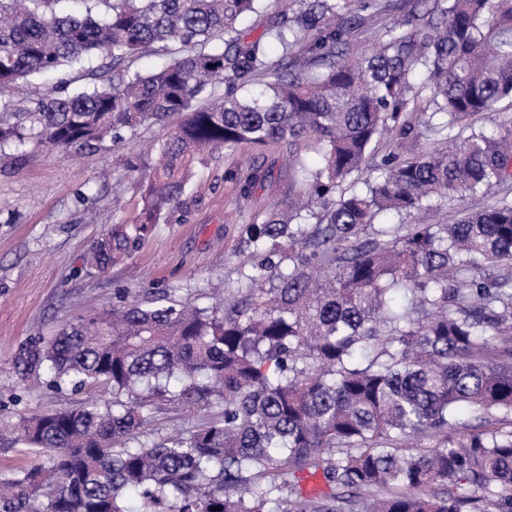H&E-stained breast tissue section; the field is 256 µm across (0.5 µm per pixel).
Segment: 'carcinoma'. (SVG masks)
Segmentation results:
<instances>
[{
    "label": "carcinoma",
    "mask_w": 512,
    "mask_h": 512,
    "mask_svg": "<svg viewBox=\"0 0 512 512\" xmlns=\"http://www.w3.org/2000/svg\"><path fill=\"white\" fill-rule=\"evenodd\" d=\"M63 2L0 0V153L130 143L114 166L141 211L88 266L174 213L206 151L278 147L288 205L250 219L247 272L219 303L141 289L28 342L24 378L112 401L1 423V447L46 462L0 477V512H129L131 496L141 512H512V201L379 223L512 179V126L454 134L512 99V0H278L268 16L265 0ZM394 11L351 54L349 35ZM249 15L263 35L237 26ZM161 48L159 67L132 69ZM171 122L137 148L141 127ZM420 127L438 147L408 156ZM229 177L250 196L282 172ZM164 402L221 411L156 435ZM318 474L328 491L309 498Z\"/></svg>",
    "instance_id": "cac0c4a2"
}]
</instances>
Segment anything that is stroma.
<instances>
[{
  "label": "stroma",
  "mask_w": 512,
  "mask_h": 512,
  "mask_svg": "<svg viewBox=\"0 0 512 512\" xmlns=\"http://www.w3.org/2000/svg\"><path fill=\"white\" fill-rule=\"evenodd\" d=\"M262 160L279 163L283 156L272 147L247 145L204 154L174 215L147 233L135 251L91 269L86 257L93 242L112 225L129 223L141 208L139 195L121 175L99 180L112 163L111 150L33 148L20 162L0 156V419L106 397L97 386H25L19 354L32 337L52 335L79 314L112 306L126 289L172 288L182 301L200 304L214 285L236 287L245 224L266 207L270 194L240 196L224 173H246ZM504 196L512 199V184L442 200L415 221L444 224Z\"/></svg>",
  "instance_id": "stroma-1"
}]
</instances>
